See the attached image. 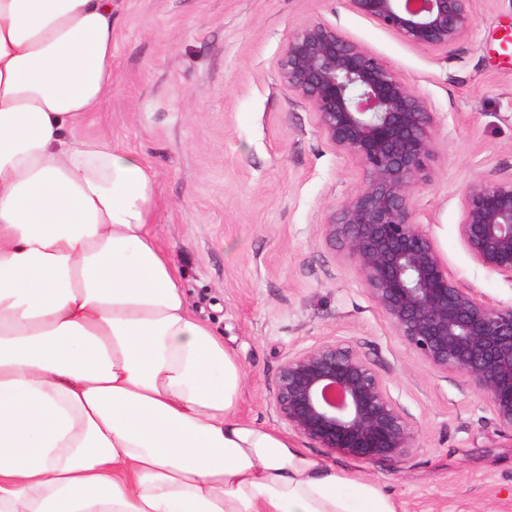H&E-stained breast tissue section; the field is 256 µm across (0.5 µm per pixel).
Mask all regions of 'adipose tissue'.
<instances>
[{
  "mask_svg": "<svg viewBox=\"0 0 512 512\" xmlns=\"http://www.w3.org/2000/svg\"><path fill=\"white\" fill-rule=\"evenodd\" d=\"M114 0H0V512H401L237 414L112 93Z\"/></svg>",
  "mask_w": 512,
  "mask_h": 512,
  "instance_id": "obj_1",
  "label": "adipose tissue"
}]
</instances>
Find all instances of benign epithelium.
<instances>
[{
	"mask_svg": "<svg viewBox=\"0 0 512 512\" xmlns=\"http://www.w3.org/2000/svg\"><path fill=\"white\" fill-rule=\"evenodd\" d=\"M402 40L447 48L467 31L472 0H349ZM284 83L316 115L321 134L357 158L366 179L328 214L329 241L362 276L375 305L435 371L458 373L512 429V306L481 301L448 272L414 220L413 188L433 158L432 113L379 58L335 27L310 22L288 38ZM459 233L471 258L512 279V178L464 192ZM277 418L298 435L355 460H402L417 435L386 378L351 345L325 341L289 357L275 382Z\"/></svg>",
	"mask_w": 512,
	"mask_h": 512,
	"instance_id": "benign-epithelium-1",
	"label": "benign epithelium"
}]
</instances>
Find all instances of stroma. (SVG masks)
<instances>
[{"mask_svg": "<svg viewBox=\"0 0 512 512\" xmlns=\"http://www.w3.org/2000/svg\"><path fill=\"white\" fill-rule=\"evenodd\" d=\"M112 94L81 133L142 155L155 180V231L197 313L238 357V414L286 434L337 469L379 484L403 512H512V429L485 396L435 371L383 316L326 241L328 213L365 179L285 85L288 37L321 21L385 62L433 114L434 157L412 207L460 286L512 304V279L468 254L466 188L512 177V0H472L446 49L402 41L348 0H117ZM341 340L375 362L414 425L401 461L329 455L273 407L282 363Z\"/></svg>", "mask_w": 512, "mask_h": 512, "instance_id": "1", "label": "stroma"}]
</instances>
